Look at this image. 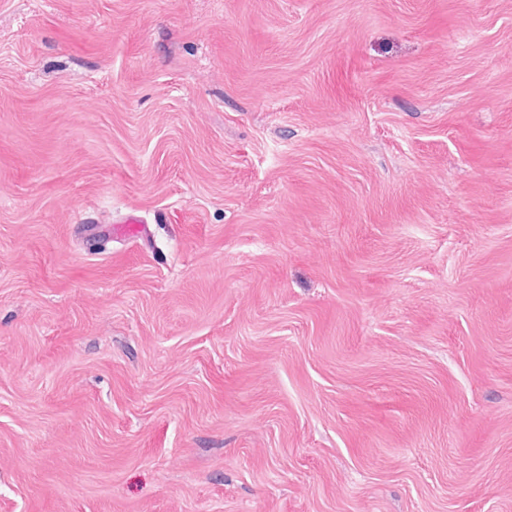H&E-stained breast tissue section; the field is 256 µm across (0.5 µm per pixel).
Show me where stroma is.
Returning a JSON list of instances; mask_svg holds the SVG:
<instances>
[{"label":"stroma","instance_id":"1","mask_svg":"<svg viewBox=\"0 0 512 512\" xmlns=\"http://www.w3.org/2000/svg\"><path fill=\"white\" fill-rule=\"evenodd\" d=\"M0 512H512V0H0Z\"/></svg>","mask_w":512,"mask_h":512}]
</instances>
